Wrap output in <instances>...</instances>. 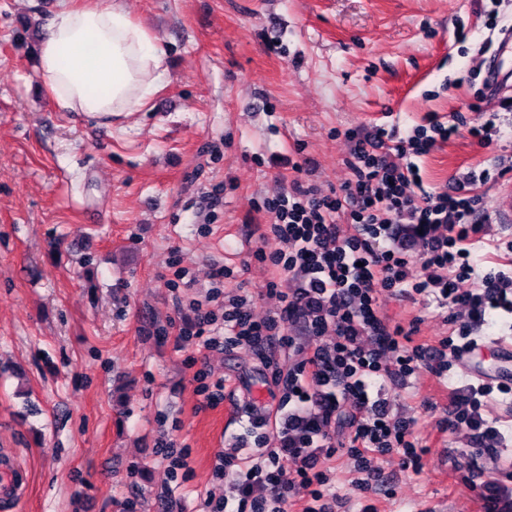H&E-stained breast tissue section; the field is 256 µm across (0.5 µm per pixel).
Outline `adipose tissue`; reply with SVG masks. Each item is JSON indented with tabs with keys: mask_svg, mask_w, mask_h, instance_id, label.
<instances>
[{
	"mask_svg": "<svg viewBox=\"0 0 512 512\" xmlns=\"http://www.w3.org/2000/svg\"><path fill=\"white\" fill-rule=\"evenodd\" d=\"M41 74L60 111H139L163 88L166 53L129 18L120 0L107 6H60L39 53Z\"/></svg>",
	"mask_w": 512,
	"mask_h": 512,
	"instance_id": "ef3b65f1",
	"label": "adipose tissue"
}]
</instances>
